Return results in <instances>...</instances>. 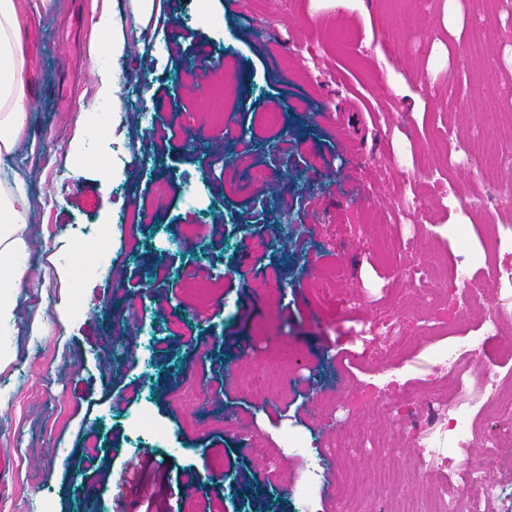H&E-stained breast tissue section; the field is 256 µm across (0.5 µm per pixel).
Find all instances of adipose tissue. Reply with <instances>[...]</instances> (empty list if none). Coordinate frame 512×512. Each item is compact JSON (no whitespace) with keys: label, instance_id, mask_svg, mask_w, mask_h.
Segmentation results:
<instances>
[{"label":"adipose tissue","instance_id":"1","mask_svg":"<svg viewBox=\"0 0 512 512\" xmlns=\"http://www.w3.org/2000/svg\"><path fill=\"white\" fill-rule=\"evenodd\" d=\"M19 0H0V162L23 139L29 93L25 81ZM29 197L21 179L0 181V361L12 353L16 298L30 276L26 234Z\"/></svg>","mask_w":512,"mask_h":512}]
</instances>
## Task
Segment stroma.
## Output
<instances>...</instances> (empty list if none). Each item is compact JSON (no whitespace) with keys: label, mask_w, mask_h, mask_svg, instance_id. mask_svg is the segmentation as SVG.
I'll return each mask as SVG.
<instances>
[{"label":"stroma","mask_w":512,"mask_h":512,"mask_svg":"<svg viewBox=\"0 0 512 512\" xmlns=\"http://www.w3.org/2000/svg\"><path fill=\"white\" fill-rule=\"evenodd\" d=\"M20 2L31 103L0 174L26 184L33 245L0 366V512H345L321 477L303 492L311 468L397 472L363 489L364 512L450 485L413 464L402 388L445 392L432 346L477 334L486 312L502 315L501 355L469 369L461 400L478 403L486 376L512 382V286L496 281L512 246L485 249L488 225L512 226V169L483 159L512 151V129L488 121L512 113V0H458L451 25L445 0H213L207 14L155 0L146 21L132 0ZM106 6L125 36L120 109L88 140ZM164 180L179 187L160 197ZM449 263L485 284L478 304L413 273ZM88 264L119 278L73 285ZM389 323L406 363L379 355ZM147 330L162 344L146 366ZM117 333L131 350L111 362ZM362 382L383 411L356 403ZM140 412L164 441L132 437ZM477 420L457 457L498 484L493 512H512V468L483 453L512 418ZM348 434L362 446L341 447Z\"/></svg>","instance_id":"obj_1"}]
</instances>
